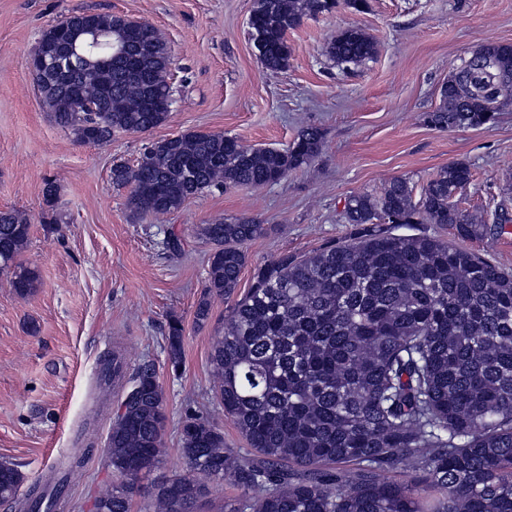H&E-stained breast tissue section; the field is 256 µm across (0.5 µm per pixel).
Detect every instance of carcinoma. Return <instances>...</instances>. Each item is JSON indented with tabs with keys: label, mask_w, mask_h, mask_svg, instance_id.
<instances>
[{
	"label": "carcinoma",
	"mask_w": 512,
	"mask_h": 512,
	"mask_svg": "<svg viewBox=\"0 0 512 512\" xmlns=\"http://www.w3.org/2000/svg\"><path fill=\"white\" fill-rule=\"evenodd\" d=\"M337 0H265L250 14L262 43V64L288 69V30ZM108 32L89 53L128 58L105 67L103 80H71L72 88L41 94L59 124L83 143L103 144L120 132H146L168 117L171 85L158 29L128 36L116 15L96 14ZM338 64L374 53L359 30L327 45ZM496 62V68L478 63ZM428 123L439 129L482 127L495 113L486 104L512 101V44L485 42L448 77ZM319 129L300 131L286 150L247 148L222 134L188 132L154 144L134 167L112 165V183L132 187L129 205L161 220L212 188L263 186L310 164L322 151ZM472 180L470 166L441 169L412 200L402 178L381 193H354L344 219L348 241L297 257L282 253L254 267L245 245L264 235L261 221L230 216L198 227L213 246L194 319L204 325L214 296L234 299L210 354L212 392L251 448L224 444L209 419L180 422L183 471L150 485L152 512H196L210 484L244 495L224 512H512V275L479 254L428 235H402L405 224H449L462 236L484 222L450 198ZM30 219L0 210V272L22 296L40 286L37 270L18 260ZM167 357L183 363V327L171 319ZM112 382L125 397L107 440V465L118 479L98 492L101 512H131L139 479L165 452V396L155 370L127 373L112 354ZM24 481L18 466L0 462V500L14 499Z\"/></svg>",
	"instance_id": "cac0c4a2"
}]
</instances>
